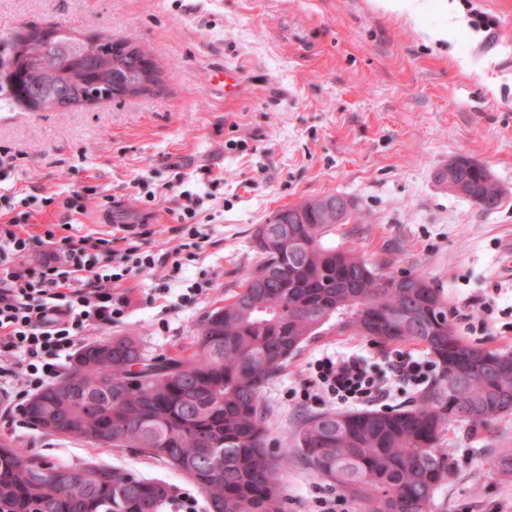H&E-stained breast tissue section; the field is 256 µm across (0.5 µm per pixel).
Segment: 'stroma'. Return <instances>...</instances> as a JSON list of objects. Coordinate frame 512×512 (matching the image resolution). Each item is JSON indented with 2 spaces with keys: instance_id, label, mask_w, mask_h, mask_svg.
Segmentation results:
<instances>
[{
  "instance_id": "35a3bbf8",
  "label": "stroma",
  "mask_w": 512,
  "mask_h": 512,
  "mask_svg": "<svg viewBox=\"0 0 512 512\" xmlns=\"http://www.w3.org/2000/svg\"><path fill=\"white\" fill-rule=\"evenodd\" d=\"M471 2L496 18L493 37L465 25L437 45L427 33L448 23L441 0H424L412 17L384 12L375 0H0V78L11 67V37L28 25L127 39L163 67L144 94L65 112L33 110L0 89V220L14 217L23 197H48L51 205L30 220L34 236L67 217L74 234L105 236L110 213L113 223L146 225L140 249L160 255L178 242L175 216L188 194L202 195L204 239L194 260L175 272L132 271L117 287L131 301L125 317L91 334L138 336L160 358L188 346L207 312L255 267L256 225L334 191L353 200L359 221L337 226L333 244L358 249L386 272L425 273L459 336L510 354L512 0ZM224 69L239 75L234 94L213 79ZM458 158L485 166L499 208L481 210L437 180ZM137 180L155 201L139 195ZM89 185L99 195L86 194ZM76 195L81 211L66 214L61 200ZM204 280L209 288L180 302ZM165 284L170 294L156 296ZM482 298L492 313L479 308ZM392 352L328 331L263 389L273 451L288 459V512H314L334 490L293 445L295 430L317 412L296 397L311 366L325 356L363 355L400 409L421 389L390 378ZM15 389L0 395V435L26 451L71 467L93 456L173 490L192 489L135 449L94 448L31 427L21 409L25 377ZM442 445L452 474L432 512H512V478L496 466L512 451V415L453 423Z\"/></svg>"
}]
</instances>
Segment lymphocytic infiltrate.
<instances>
[{
    "label": "lymphocytic infiltrate",
    "mask_w": 512,
    "mask_h": 512,
    "mask_svg": "<svg viewBox=\"0 0 512 512\" xmlns=\"http://www.w3.org/2000/svg\"><path fill=\"white\" fill-rule=\"evenodd\" d=\"M203 203V197H195L193 205L180 211L177 219L184 241L162 256L141 252L134 231L106 239L60 235L51 227L44 231L49 255L37 265L23 267L13 264L12 258L30 244V235L23 231L30 211L1 224L0 390L21 375L42 386L91 331L121 320L129 302L114 297L112 285L132 269L181 266L185 251L199 246L195 219ZM300 396L308 405L333 401L348 406L382 402L389 394L361 360L324 357L316 361Z\"/></svg>",
    "instance_id": "1"
}]
</instances>
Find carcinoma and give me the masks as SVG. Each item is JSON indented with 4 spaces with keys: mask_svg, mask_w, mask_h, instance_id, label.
<instances>
[{
    "mask_svg": "<svg viewBox=\"0 0 512 512\" xmlns=\"http://www.w3.org/2000/svg\"><path fill=\"white\" fill-rule=\"evenodd\" d=\"M72 40L80 48L33 28L10 74L13 95L30 105L79 104L104 81L127 85L150 72L136 95L159 81L157 63L130 42L112 40L105 54L97 35ZM457 165L459 195L483 210L498 208L500 192L485 168L466 159ZM299 208L298 223H277ZM335 230L320 207L277 210L255 230L256 268L207 313L189 346L158 360L144 354L135 336L85 344L73 358L109 346L112 355L70 366L81 398H53L51 381L39 390L45 408L26 414V422L50 436L66 431L69 441L157 458L193 481L206 512H287L288 458L269 451L261 392L324 326L361 335L378 318L387 329L372 340L425 349L437 377L407 409L312 415L295 431L294 444L361 512H430L451 474L449 450L440 447L446 425L512 414V354L458 336L445 301L423 274H407L405 288L385 287L396 273L326 244ZM45 464L12 440L0 444V512H162L171 497L168 482L97 459L86 460L66 485L36 479Z\"/></svg>",
    "mask_w": 512,
    "mask_h": 512,
    "instance_id": "obj_1",
    "label": "carcinoma"
}]
</instances>
